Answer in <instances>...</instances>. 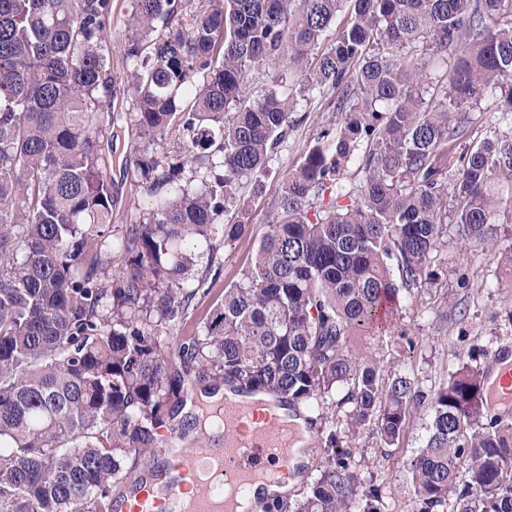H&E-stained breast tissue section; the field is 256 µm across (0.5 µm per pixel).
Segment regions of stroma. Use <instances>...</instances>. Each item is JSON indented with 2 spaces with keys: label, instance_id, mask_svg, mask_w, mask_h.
Listing matches in <instances>:
<instances>
[{
  "label": "stroma",
  "instance_id": "stroma-1",
  "mask_svg": "<svg viewBox=\"0 0 512 512\" xmlns=\"http://www.w3.org/2000/svg\"><path fill=\"white\" fill-rule=\"evenodd\" d=\"M130 9V0H113L108 64L119 88L114 103L118 110L128 109L131 96L132 66L123 51ZM337 119L327 102L311 100L307 119L276 149L261 194H254L252 182H241L237 200L248 210L249 222L238 236L217 238L213 250L200 254L196 266L200 290L185 315L167 328L168 351H175L183 338L198 335L222 301L225 288L240 280L267 224L276 215L281 176L301 161L320 132ZM112 132V229L117 232L141 221L145 187L137 180L143 153L129 121L115 123ZM436 262L447 270V278L436 288L407 297L389 331L355 341L358 353L407 372L425 391L446 383L462 364L482 367L495 349L512 345V272L497 265L486 252L465 247L453 231ZM428 422L427 413L413 409L405 434L397 445L386 448L371 427L351 434L344 412L335 416L343 445L351 450L354 469L365 484L380 489L388 512H421L422 504L406 478V470L426 438Z\"/></svg>",
  "mask_w": 512,
  "mask_h": 512
}]
</instances>
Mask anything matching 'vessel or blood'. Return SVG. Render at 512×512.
<instances>
[{"mask_svg": "<svg viewBox=\"0 0 512 512\" xmlns=\"http://www.w3.org/2000/svg\"><path fill=\"white\" fill-rule=\"evenodd\" d=\"M501 367L491 401L512 409V362L494 355ZM217 448L199 441L184 442L179 429H163L159 439L168 453L170 476L148 482L137 492L114 498L113 512H235L230 498L217 497V489L247 486L256 480L276 481L288 471L295 433L277 412L257 411L247 402L225 404L218 424Z\"/></svg>", "mask_w": 512, "mask_h": 512, "instance_id": "b4317fda", "label": "vessel or blood"}]
</instances>
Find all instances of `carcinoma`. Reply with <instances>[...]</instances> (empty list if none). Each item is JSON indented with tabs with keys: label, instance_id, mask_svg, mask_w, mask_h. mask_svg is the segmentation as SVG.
I'll list each match as a JSON object with an SVG mask.
<instances>
[{
	"label": "carcinoma",
	"instance_id": "1",
	"mask_svg": "<svg viewBox=\"0 0 512 512\" xmlns=\"http://www.w3.org/2000/svg\"><path fill=\"white\" fill-rule=\"evenodd\" d=\"M132 0L131 128L144 151L183 131L181 164L145 158L143 219L112 232L115 97L112 0H0V512H112L127 462L156 455L157 430L185 405V382L267 393L327 419L349 406L387 447L409 406L429 409L409 479L422 512H512V423L487 418L469 365L431 394L405 373L353 353L382 333L403 293L445 271L433 253L447 225L512 268V137L469 145L470 113L497 100L512 125V0ZM445 62L436 73L434 60ZM250 104L249 73L274 61ZM336 93L340 119L283 175L240 283L224 289L202 334L165 350L185 313L197 250L238 234L222 223L244 178L262 183L299 101ZM354 165L362 178L344 182ZM182 365L183 372L174 370ZM303 500L264 512H387L363 486L336 429Z\"/></svg>",
	"mask_w": 512,
	"mask_h": 512
}]
</instances>
